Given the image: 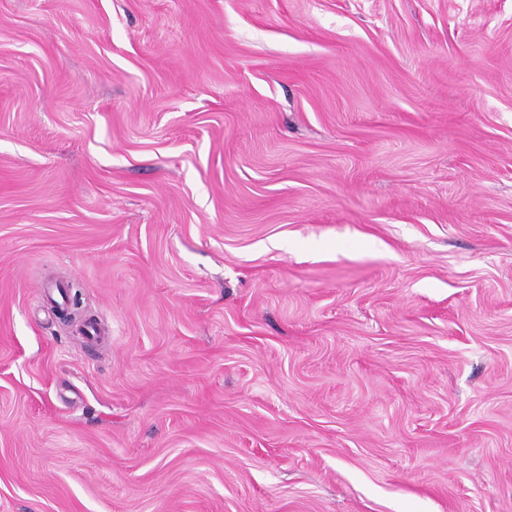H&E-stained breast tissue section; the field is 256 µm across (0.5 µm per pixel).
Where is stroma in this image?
Here are the masks:
<instances>
[{
  "label": "stroma",
  "instance_id": "stroma-1",
  "mask_svg": "<svg viewBox=\"0 0 512 512\" xmlns=\"http://www.w3.org/2000/svg\"><path fill=\"white\" fill-rule=\"evenodd\" d=\"M0 512H512V0H0Z\"/></svg>",
  "mask_w": 512,
  "mask_h": 512
}]
</instances>
